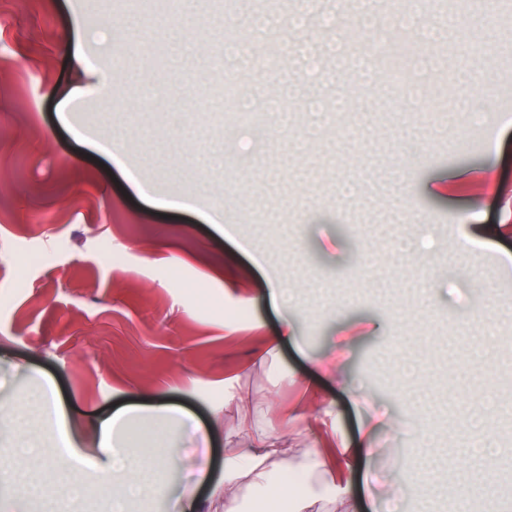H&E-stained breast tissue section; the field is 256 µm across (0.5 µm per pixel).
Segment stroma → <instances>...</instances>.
Masks as SVG:
<instances>
[{"instance_id": "35a3bbf8", "label": "stroma", "mask_w": 512, "mask_h": 512, "mask_svg": "<svg viewBox=\"0 0 512 512\" xmlns=\"http://www.w3.org/2000/svg\"><path fill=\"white\" fill-rule=\"evenodd\" d=\"M182 0L177 15L115 0H0V397L51 382L65 421L87 432L116 407L150 392L192 412L212 440L214 478L224 438L256 402L260 426L299 451L346 441L389 416L409 423L373 462V495L359 512H457L471 470L447 467L471 437L474 400L493 401L482 433L512 449V30L466 12L407 0H279L264 28L251 0ZM124 26L110 65L88 80L85 119L62 120L77 54ZM410 36L409 83L448 73L442 109L430 98L397 111L398 83L376 65ZM161 87L166 112L150 108ZM118 95L109 118L102 99ZM268 95L288 107L237 122L227 110ZM477 108L472 138L460 113ZM130 133L123 161L99 148L100 126ZM495 163L497 189L446 196L449 179ZM194 198V210L144 200ZM223 210V225L209 222ZM430 235L444 260L418 271L393 254L398 226ZM473 233L466 257L458 237ZM286 256L257 262L249 247ZM195 261L180 263L182 254ZM234 255L251 274L208 282L205 265ZM294 301L277 309L270 278ZM291 322L297 342L270 340ZM368 395L360 404L356 393ZM335 426L322 424L324 408ZM15 440L35 451L23 466L55 482L62 464L44 420ZM173 480L195 481L197 439L172 430Z\"/></svg>"}]
</instances>
